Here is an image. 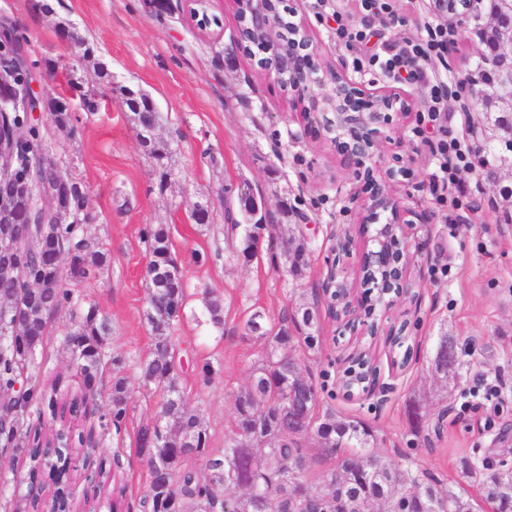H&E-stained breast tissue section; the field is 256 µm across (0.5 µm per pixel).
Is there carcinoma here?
Listing matches in <instances>:
<instances>
[{
  "label": "carcinoma",
  "instance_id": "cac0c4a2",
  "mask_svg": "<svg viewBox=\"0 0 512 512\" xmlns=\"http://www.w3.org/2000/svg\"><path fill=\"white\" fill-rule=\"evenodd\" d=\"M24 38L12 28L0 33V67L16 86L24 85L30 69L15 65ZM485 123L501 138H512V119L486 101ZM11 127L27 128L25 140L14 144L12 164L4 175L15 179H39L41 156L46 138L42 127L25 112L5 117ZM45 194L69 192L71 201L80 204L85 192L68 173L60 180L42 184ZM275 224H239L231 219L226 233L236 240L235 257L242 260L244 250L260 254L264 234L273 238ZM144 236L150 263L177 268L171 251L167 226L150 225ZM29 238L37 243L25 253L17 278L0 280V300L8 299L21 311L30 313L20 328L23 342L38 351L48 335L50 318L40 309L53 312L68 309L75 326L64 338L80 381L77 392L57 400L56 389L33 381L38 359L23 360L17 355L11 337L0 341V396L3 397L13 426L0 428V448L24 454L37 463L54 453L59 479L55 494L63 512H70L66 492L70 454L89 453L96 427L82 421L88 403L98 393V382L107 365H112L111 400L100 416L99 427L120 428L127 418L130 393L126 378L117 372L124 357L106 352L110 325L95 305L79 304L74 282L97 276L106 254L83 240L79 228L71 224H34ZM75 250L78 275L50 277L56 268L57 252ZM148 302L145 312L153 337L150 355L139 363L143 382L163 394L159 420L138 431L139 453L145 457L150 474L144 506L150 512H213V492L224 489L231 512H373L378 503L389 505V512H479L487 504L492 512H512V467L507 460L486 462L482 456L465 457L455 484L447 486L425 472L409 475L377 450L378 436L364 420L333 410L315 415L319 387L305 377L290 355L297 345L316 347L318 325L315 308L299 306L293 314L278 321L262 310L253 311L243 325V338L264 344L251 384L234 399V429L221 456L205 453L207 432L199 415L181 401L179 370L176 363L174 333L187 304L184 283L165 277L146 281ZM207 319L215 327L224 324V306L217 299L206 302ZM46 405L57 428L49 434L28 422L32 410ZM409 449L430 444L417 408L409 412ZM332 457L333 465L317 481H308L309 460L306 442ZM202 458L200 468L183 462Z\"/></svg>",
  "mask_w": 512,
  "mask_h": 512
}]
</instances>
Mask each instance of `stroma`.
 I'll use <instances>...</instances> for the list:
<instances>
[{
    "label": "stroma",
    "instance_id": "1",
    "mask_svg": "<svg viewBox=\"0 0 512 512\" xmlns=\"http://www.w3.org/2000/svg\"><path fill=\"white\" fill-rule=\"evenodd\" d=\"M38 2L0 0V25L26 37L25 54L40 75L44 96L69 92L75 82L93 91L100 67L114 77L98 111L74 110L75 127L42 118L56 160L87 193L94 217L87 232L107 256L97 277L77 290L83 303L96 304L108 317L107 351L125 356L122 373L133 394L123 429L104 434L97 449L119 491L116 502H103V512H143L149 485V470L137 448V432L153 421L160 402L138 371L153 344L145 320L148 247L143 230L149 224L169 227L184 277L188 299L176 330L180 387L207 430L208 455L223 454L232 433L234 396L250 384L263 349L262 343L242 337L247 312L259 307L278 319L308 304L320 314V341L315 350L297 357L325 387L320 409L370 422L380 451L396 464L411 460L413 467L445 482L456 478L461 458L477 450L512 461V197L504 194L512 187V170H490L479 160L471 133L473 113L460 111L450 98L428 125L415 117L387 126L373 164L377 180L413 214L406 241L412 256L406 277L411 294L378 312L377 336L362 329L352 332L330 315L321 285L333 245L330 231L340 225L351 244L337 270L354 284L356 298L366 295L358 270L370 236L360 230L355 212L343 208L360 184L330 136L313 139L291 118L287 96L260 71L256 57L230 52L237 33L233 0H224L218 34L200 29L185 0H168L161 10L151 8L148 0H52L49 13L38 10ZM390 2L391 18L363 14L357 0H287L313 39L316 65L343 70L370 88H388L394 81L379 68L356 66V59L398 51L432 20L423 0ZM336 10L370 29L371 42L351 49L338 45L322 20ZM65 22L78 26L91 56L76 59L58 34ZM448 27L455 39L448 53L404 85L417 98L420 112L430 105L432 75L463 82L475 67L477 55L464 24L453 19ZM126 86L149 91L162 113L159 136L173 150L174 178L167 188H159L153 160L140 149L121 105ZM450 129L470 151V166L460 174L466 196L457 204L438 200L430 185L438 166L435 146ZM396 164L402 174L389 176ZM246 185L264 199L268 223L301 224L309 259L303 276L288 274L278 243L263 245L259 258L248 265L234 257L224 237V213ZM203 198L210 204L211 224L189 223L193 204ZM211 298L224 303L223 328L200 318ZM402 324L419 356L400 367L392 363L386 337ZM71 325L67 311L51 321L38 375L43 384L75 385L62 348ZM446 335L458 341L460 363L451 378L434 364L436 339ZM359 343L370 346L381 382L392 385L387 396L344 397L339 378ZM206 363L213 368L207 384L199 375ZM487 384L498 386L501 397L486 399L479 412L469 411L468 391ZM413 404L425 426L439 421L443 430L432 447L411 451L408 410Z\"/></svg>",
    "mask_w": 512,
    "mask_h": 512
}]
</instances>
